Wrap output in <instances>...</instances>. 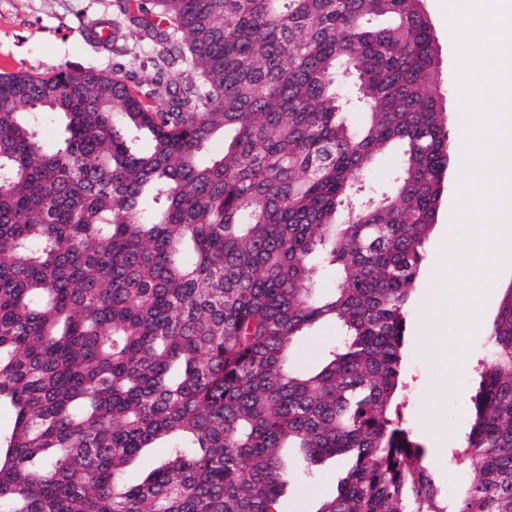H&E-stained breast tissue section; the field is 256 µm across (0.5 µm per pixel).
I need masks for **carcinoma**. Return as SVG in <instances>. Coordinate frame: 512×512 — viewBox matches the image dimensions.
I'll return each mask as SVG.
<instances>
[{"label": "carcinoma", "mask_w": 512, "mask_h": 512, "mask_svg": "<svg viewBox=\"0 0 512 512\" xmlns=\"http://www.w3.org/2000/svg\"><path fill=\"white\" fill-rule=\"evenodd\" d=\"M421 2L117 0L112 25L83 20L112 73L0 74V512H278L291 448L351 461L316 512H512V284L448 454L475 479L441 487L398 411L452 162ZM389 148L390 186L364 195ZM327 322L334 345L298 365ZM126 56L123 61L126 63L128 68L136 71L139 77L147 78L151 73V64L149 61V50L142 46L139 42H133L129 40L126 43ZM400 162L396 152L388 151L378 156L362 176L363 184L370 189H383L393 175ZM166 448L163 444L156 443L140 456L125 472L124 480L128 485L140 483L145 476L163 460Z\"/></svg>", "instance_id": "1"}]
</instances>
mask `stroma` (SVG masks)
Wrapping results in <instances>:
<instances>
[{
  "label": "stroma",
  "instance_id": "1",
  "mask_svg": "<svg viewBox=\"0 0 512 512\" xmlns=\"http://www.w3.org/2000/svg\"><path fill=\"white\" fill-rule=\"evenodd\" d=\"M114 4L115 0H0V73L50 74L64 65L111 72V50L96 44L80 19L112 20ZM423 5L438 47V81L447 94L448 130L455 135L476 128L488 102L464 99L458 89L477 50L462 43L449 28L448 0H424ZM467 176L465 162L454 158L409 306L405 388L399 408L403 423L430 448L431 470L443 486L448 483L447 451L458 446L471 423L472 397L489 354L488 331L500 303L501 287L512 282V256L501 261L493 287L477 280L459 282L455 270L443 261L444 237L456 222L458 192ZM458 284L478 298L479 321L463 338L464 361L451 369L434 346L425 304L431 289ZM347 466V461L327 459L311 471H298L278 502L279 512H317L321 502L335 493Z\"/></svg>",
  "mask_w": 512,
  "mask_h": 512
}]
</instances>
